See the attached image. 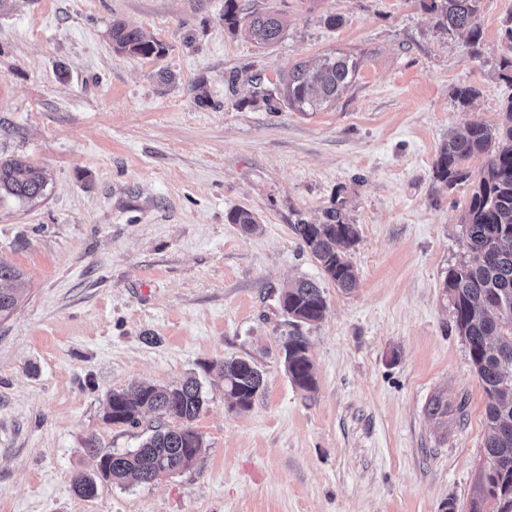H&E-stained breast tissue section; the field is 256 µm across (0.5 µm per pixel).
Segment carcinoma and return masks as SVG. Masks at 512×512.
Listing matches in <instances>:
<instances>
[{
    "label": "carcinoma",
    "instance_id": "1",
    "mask_svg": "<svg viewBox=\"0 0 512 512\" xmlns=\"http://www.w3.org/2000/svg\"><path fill=\"white\" fill-rule=\"evenodd\" d=\"M482 0H430L427 8L436 26L446 32H464L471 54L478 53L479 29L472 20ZM238 0H224V22L233 31L246 25L257 44L279 41L284 32L280 18L252 12L242 14ZM110 37L114 48L132 56H160L164 47L147 38L119 18L112 20ZM360 62L347 56H327L312 66L295 64L288 80L278 90V100L298 112H310L336 101L352 83ZM478 91L457 86L453 97L461 108L468 107ZM485 159L477 172L465 162ZM435 177L452 188L471 182L473 191L462 218L463 258L448 271L445 288L453 306L456 329L467 343L473 370L487 397V437L482 456L487 469L478 473L471 500V512H512V99L503 106L502 119L494 127L471 124L465 133L453 135L441 148ZM46 178L32 163L19 158H0V196L35 200L44 195ZM228 219L246 231L256 228L254 214L244 208L232 211ZM292 232L314 256L326 278L346 292L358 288L359 277L348 258L357 242L356 225L347 221L343 209L325 214L321 223L299 220ZM23 273L0 261V317L10 314L23 292ZM281 309L294 323L311 324L322 319L326 299L318 283L296 280L280 294ZM284 361L292 383L304 392L316 389L315 366L307 338L296 332L283 345ZM224 392L249 409L264 384L263 373L249 360L233 358L222 364ZM201 384L189 376L173 386L133 384L108 395L105 417L114 424L136 425L144 413H154L177 422L157 429L138 448L124 453H100L96 446L87 451L98 457L103 477L114 482L133 478L141 483L155 481L163 474L189 468L203 447V438L192 426L204 406ZM83 498L97 493L94 479L79 476L73 482Z\"/></svg>",
    "mask_w": 512,
    "mask_h": 512
}]
</instances>
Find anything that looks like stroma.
I'll return each instance as SVG.
<instances>
[{"mask_svg": "<svg viewBox=\"0 0 512 512\" xmlns=\"http://www.w3.org/2000/svg\"><path fill=\"white\" fill-rule=\"evenodd\" d=\"M239 3L281 17L282 39L231 32L224 0H0V157L48 179L36 201L0 198V259L26 288L0 319V512H470L486 396L445 279L472 186L433 167L449 133L498 124L512 98V0H483L475 55L422 0ZM116 17L164 53L116 52ZM339 53L359 72L314 112L273 110L248 81L273 91ZM460 85L479 91L465 110ZM337 206L359 230L348 294L291 231ZM302 278L327 299L300 327L309 393L285 370L278 304ZM231 358L264 374L244 412L218 375ZM190 375L208 400L193 465L78 496L88 442L124 451L161 424L109 422L107 394Z\"/></svg>", "mask_w": 512, "mask_h": 512, "instance_id": "obj_1", "label": "stroma"}]
</instances>
